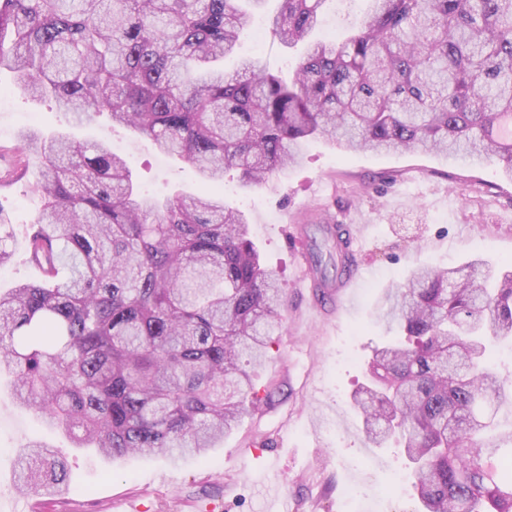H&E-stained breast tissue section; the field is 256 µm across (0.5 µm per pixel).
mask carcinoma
<instances>
[{"label": "carcinoma", "instance_id": "1", "mask_svg": "<svg viewBox=\"0 0 512 512\" xmlns=\"http://www.w3.org/2000/svg\"><path fill=\"white\" fill-rule=\"evenodd\" d=\"M267 0H0V70L76 122L112 123L179 157L209 188L259 187L327 136L349 151L492 162L512 177V0H368L339 42L313 38L327 0H280L292 78L240 58L247 11ZM42 199L25 225L38 279L0 291V371L18 405L111 460H203L261 398L253 370L283 323L285 291L244 212L208 191L165 200L134 184L104 140L23 134ZM316 273L349 270L343 232L319 227ZM15 225L0 210V267ZM405 339L373 351L352 396L374 448L397 444L415 512H512V404L495 346L512 342V263L418 266L378 300ZM28 494L60 489L50 446L20 453Z\"/></svg>", "mask_w": 512, "mask_h": 512}]
</instances>
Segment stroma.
Masks as SVG:
<instances>
[{
  "label": "stroma",
  "instance_id": "1",
  "mask_svg": "<svg viewBox=\"0 0 512 512\" xmlns=\"http://www.w3.org/2000/svg\"><path fill=\"white\" fill-rule=\"evenodd\" d=\"M241 51L287 77L300 56L271 36L258 46L244 38ZM0 86L14 92L10 107L0 110L6 130L0 175L15 168L21 136L32 128L109 141L148 194L199 193L193 167L159 161L148 139L108 117L73 126L53 102L17 90L12 73L0 71ZM31 180L27 173L0 183V209L13 224L32 223L41 207ZM212 191L247 215L264 264L279 272L286 290L283 328L255 374L266 402L245 414L206 459L145 456L112 463L71 447L20 408L2 378L0 512H11L20 497L15 464L33 442L56 448L69 470L67 490L33 497L44 512H122L128 501L142 512H266L276 489L287 494L291 512H412L405 457L399 449L365 443L350 400L375 347L388 338L375 304L420 264L446 268L476 255L496 266L511 262L512 181L493 164L420 152H347L316 137L299 165L265 185L242 190L231 172ZM340 212L350 213L363 231L356 255L363 277L342 308L318 309L314 293L302 285L300 254L310 240L294 229L327 223ZM349 486L359 489L352 503L343 496Z\"/></svg>",
  "mask_w": 512,
  "mask_h": 512
}]
</instances>
